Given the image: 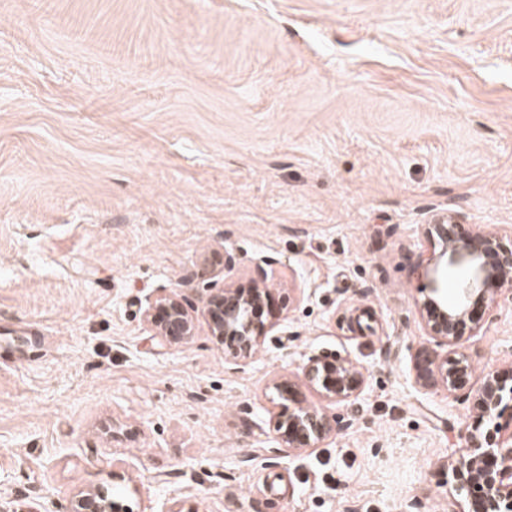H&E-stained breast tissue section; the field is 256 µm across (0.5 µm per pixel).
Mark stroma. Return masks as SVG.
<instances>
[{
	"mask_svg": "<svg viewBox=\"0 0 512 512\" xmlns=\"http://www.w3.org/2000/svg\"><path fill=\"white\" fill-rule=\"evenodd\" d=\"M439 212L512 231V0H0V512H463L472 403L414 371ZM227 253L285 306L241 369L140 315ZM458 350L512 366V292ZM321 352L367 382L289 457ZM365 381V376L348 359L337 354L311 355L293 377L287 375L275 381L280 398L292 404L276 422L279 448H287L288 453L317 448L339 429L336 415L299 398V383L324 401L336 403L355 400ZM117 512L129 511L123 504L113 503L103 486L79 488L69 500L67 512Z\"/></svg>",
	"mask_w": 512,
	"mask_h": 512,
	"instance_id": "obj_1",
	"label": "stroma"
}]
</instances>
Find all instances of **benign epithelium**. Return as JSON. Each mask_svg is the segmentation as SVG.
<instances>
[{
  "instance_id": "1",
  "label": "benign epithelium",
  "mask_w": 512,
  "mask_h": 512,
  "mask_svg": "<svg viewBox=\"0 0 512 512\" xmlns=\"http://www.w3.org/2000/svg\"><path fill=\"white\" fill-rule=\"evenodd\" d=\"M434 240L433 256L424 266L427 280L419 314L426 335L436 348L416 356V383H433L453 395L473 393L477 421H493L501 407L512 402V371L503 375L486 372L473 386L472 367L462 354L438 352L453 347L465 336H477L484 315L504 288H512V235L481 228H464L461 216H434L425 225ZM460 269L463 279L457 300L448 302L447 271ZM283 314L275 304L266 270L243 287L233 282L212 289L201 310H196L175 292L146 300L142 318L153 335L169 345H180L196 335L198 316H203L210 335L224 345V359L243 368L250 364ZM317 393L328 403L350 402L360 394L365 376L346 358L337 354L307 357L293 376L274 382L282 400L292 407L276 422V441L292 452L319 447L339 429L337 416L299 398L297 385ZM464 444L453 452L451 467L455 491L469 504L468 512H512V433L482 430L474 425L464 431ZM128 507L112 502L103 486L79 488L69 500L67 512H126Z\"/></svg>"
}]
</instances>
